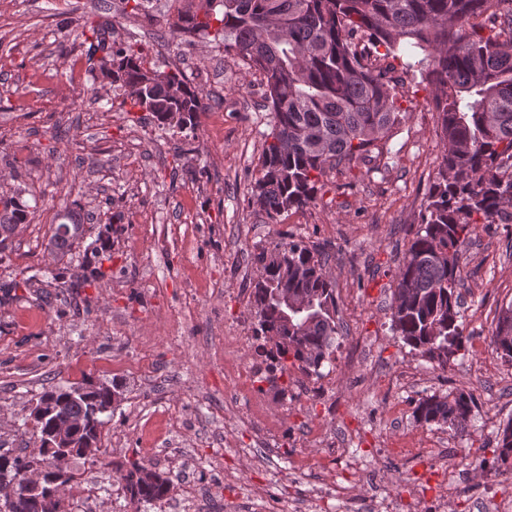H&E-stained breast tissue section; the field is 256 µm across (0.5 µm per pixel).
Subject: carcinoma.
Returning <instances> with one entry per match:
<instances>
[{
	"mask_svg": "<svg viewBox=\"0 0 512 512\" xmlns=\"http://www.w3.org/2000/svg\"><path fill=\"white\" fill-rule=\"evenodd\" d=\"M178 21L172 35L213 37L224 53L262 77L271 130L250 196L268 220L316 199L320 177L365 161L406 117L399 104L405 76L417 71L434 87L437 136L443 154L420 215L419 229L395 274L393 330L403 342L445 370L468 337L461 322L465 244L478 225L512 224V0H205L199 15L170 0ZM82 36L93 54L111 49L107 78L161 129L193 131L206 96L178 67H147L143 50L108 45L107 26L88 15ZM402 62L397 74L393 61ZM30 205L3 202L0 229L26 224ZM45 249L71 253L86 235L81 205L60 215ZM329 255L304 239L279 242L254 255L260 271L251 292L259 341L256 355L271 360L266 381L276 384L287 361L310 376L332 361L340 335L336 292L326 270ZM288 292L291 304L280 301ZM492 351L512 361V303L491 337ZM53 385L36 399L45 415L25 417L39 431L34 454L0 453V481L49 469L56 454L55 420L68 419L99 440L109 392L118 383ZM476 400L464 389L421 398L419 423L465 428ZM498 455L512 456V421L499 432ZM125 512H147L165 500L171 479L152 466L115 467ZM44 481L38 495L21 493L5 512H65L66 498Z\"/></svg>",
	"mask_w": 512,
	"mask_h": 512,
	"instance_id": "cac0c4a2",
	"label": "carcinoma"
}]
</instances>
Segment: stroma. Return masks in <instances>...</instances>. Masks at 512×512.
Wrapping results in <instances>:
<instances>
[{
    "label": "stroma",
    "instance_id": "1",
    "mask_svg": "<svg viewBox=\"0 0 512 512\" xmlns=\"http://www.w3.org/2000/svg\"><path fill=\"white\" fill-rule=\"evenodd\" d=\"M168 0H0V196L37 202L29 224L0 250V284L53 270L35 287L0 302V450L35 448L25 425L32 400L56 384L86 379L124 386L102 427L98 462L74 457L77 480L99 492L90 512H120L123 495L107 494L114 465L154 464L167 449L172 501L194 477L207 512H224L239 494L225 471L278 495V512H306L323 474L293 469L296 457H321L314 403L297 402L287 380L243 400L224 399V338L251 335L250 293L261 248L304 238L330 252L343 335L381 339L372 365L353 386H338L339 414L328 428L338 442L350 429L367 448L406 438L420 448H494L496 429L512 418V375L487 341L512 303V224L479 228L466 247L461 315L468 351L442 370L404 344L391 327L394 274L418 229L419 214L443 152L430 109V86L410 87L405 119L383 153L328 171L317 200L269 221L250 199L271 115L258 79L211 39L170 36ZM113 25V40L143 48L148 61L182 69L207 94L193 133L158 129L112 83L97 81V60L77 37L83 16ZM80 202L95 219L88 233L107 231L110 254L76 248L57 262L44 250L59 214ZM119 212L122 223L108 225ZM86 281L71 293L70 283ZM409 366L430 379L396 393L394 371ZM454 388L473 392L479 407L464 431L419 424L416 402ZM256 411L277 425L278 451L251 467L236 449H255L245 416ZM512 492V474H467L455 499L429 488L418 512H485L477 487Z\"/></svg>",
    "mask_w": 512,
    "mask_h": 512
}]
</instances>
